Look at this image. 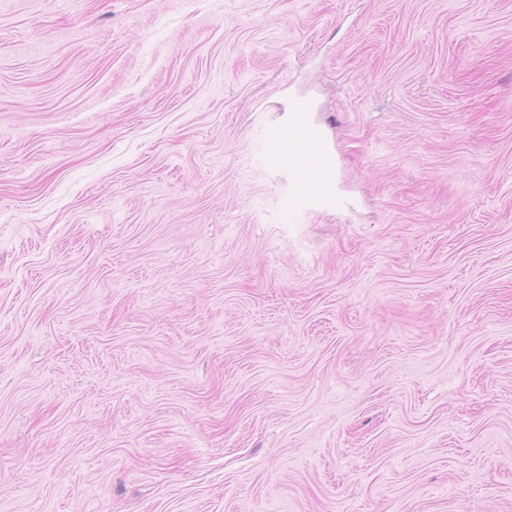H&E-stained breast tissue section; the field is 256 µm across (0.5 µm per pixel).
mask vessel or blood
<instances>
[{"label": "vessel or blood", "instance_id": "1", "mask_svg": "<svg viewBox=\"0 0 512 512\" xmlns=\"http://www.w3.org/2000/svg\"><path fill=\"white\" fill-rule=\"evenodd\" d=\"M266 159L273 170L288 175L286 216L335 205V159L322 133L310 122L306 105L292 104L287 121L270 129Z\"/></svg>", "mask_w": 512, "mask_h": 512}]
</instances>
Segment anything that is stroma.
<instances>
[{
    "instance_id": "stroma-1",
    "label": "stroma",
    "mask_w": 512,
    "mask_h": 512,
    "mask_svg": "<svg viewBox=\"0 0 512 512\" xmlns=\"http://www.w3.org/2000/svg\"><path fill=\"white\" fill-rule=\"evenodd\" d=\"M0 512H512V0H0ZM288 120L273 126L267 136L269 166L288 174L284 210L288 219L301 209L314 210L337 203L333 193L336 164L322 133L312 125L303 103H293Z\"/></svg>"
}]
</instances>
